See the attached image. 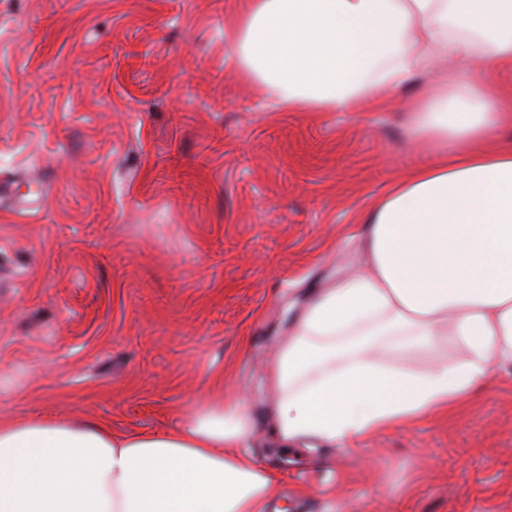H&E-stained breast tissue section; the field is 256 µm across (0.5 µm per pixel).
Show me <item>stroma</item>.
<instances>
[{
    "instance_id": "stroma-1",
    "label": "stroma",
    "mask_w": 512,
    "mask_h": 512,
    "mask_svg": "<svg viewBox=\"0 0 512 512\" xmlns=\"http://www.w3.org/2000/svg\"><path fill=\"white\" fill-rule=\"evenodd\" d=\"M244 0H0V421L180 425L242 395L270 512H512V380L347 451L280 447L265 374L426 154L383 108L285 112L226 61Z\"/></svg>"
}]
</instances>
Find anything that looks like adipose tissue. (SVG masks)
<instances>
[{"label": "adipose tissue", "mask_w": 512, "mask_h": 512, "mask_svg": "<svg viewBox=\"0 0 512 512\" xmlns=\"http://www.w3.org/2000/svg\"><path fill=\"white\" fill-rule=\"evenodd\" d=\"M224 40L291 112L425 89L409 141L435 155L361 214L362 266L318 292L271 367L283 443L349 445L443 416L512 370V0H245ZM242 398L179 427L0 422V512H265L276 476L243 452Z\"/></svg>", "instance_id": "ef3b65f1"}]
</instances>
